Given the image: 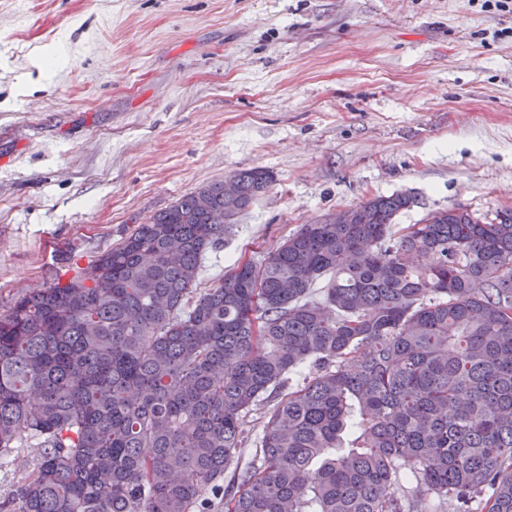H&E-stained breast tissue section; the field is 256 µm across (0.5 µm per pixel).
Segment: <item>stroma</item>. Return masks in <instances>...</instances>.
Here are the masks:
<instances>
[{"mask_svg":"<svg viewBox=\"0 0 512 512\" xmlns=\"http://www.w3.org/2000/svg\"><path fill=\"white\" fill-rule=\"evenodd\" d=\"M253 167L275 180L202 259L200 287L377 195L414 196L401 228L512 208V14L483 0H0V314L61 253L87 265Z\"/></svg>","mask_w":512,"mask_h":512,"instance_id":"obj_1","label":"stroma"}]
</instances>
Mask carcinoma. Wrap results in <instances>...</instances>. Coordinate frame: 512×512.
<instances>
[{
	"label": "carcinoma",
	"instance_id": "obj_1",
	"mask_svg": "<svg viewBox=\"0 0 512 512\" xmlns=\"http://www.w3.org/2000/svg\"><path fill=\"white\" fill-rule=\"evenodd\" d=\"M232 178L0 314V512H512V209L374 196L199 288L274 181ZM263 412L264 410L253 411L247 418L244 426V443L243 448H245L242 459L241 466L247 464L252 460L253 456V448H255V444L257 443L259 437L262 434L263 427Z\"/></svg>",
	"mask_w": 512,
	"mask_h": 512
}]
</instances>
